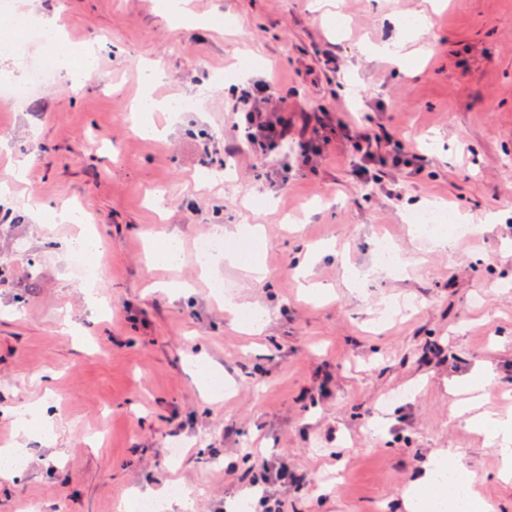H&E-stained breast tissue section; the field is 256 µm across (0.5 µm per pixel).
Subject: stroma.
<instances>
[{
  "instance_id": "obj_1",
  "label": "stroma",
  "mask_w": 512,
  "mask_h": 512,
  "mask_svg": "<svg viewBox=\"0 0 512 512\" xmlns=\"http://www.w3.org/2000/svg\"><path fill=\"white\" fill-rule=\"evenodd\" d=\"M310 2L191 0L182 21L162 0L0 13V38L34 14L61 31L57 51L97 49L96 75L0 101V178L28 163L0 199V448L27 450L26 472L0 478V512H120L133 489L176 485L187 512H261L249 480L269 461L306 476L268 488L283 512H406L442 448L512 512L498 444L456 415L476 392L512 415V0H343V30ZM399 43L402 61L385 52ZM256 81L292 137L308 112L363 118L420 166L360 179L336 136L309 167L283 144L225 155L235 97ZM147 92L201 105L152 113L162 133L147 137L132 117ZM69 202L88 224L56 223ZM435 203L479 232L436 249L408 222ZM226 224L244 230L213 262L218 298L191 254ZM88 233L104 244L95 306L75 267ZM172 235L184 258L150 263ZM380 236L403 272L358 283ZM390 301L404 314L377 326ZM231 304L263 313L264 331L231 328Z\"/></svg>"
}]
</instances>
